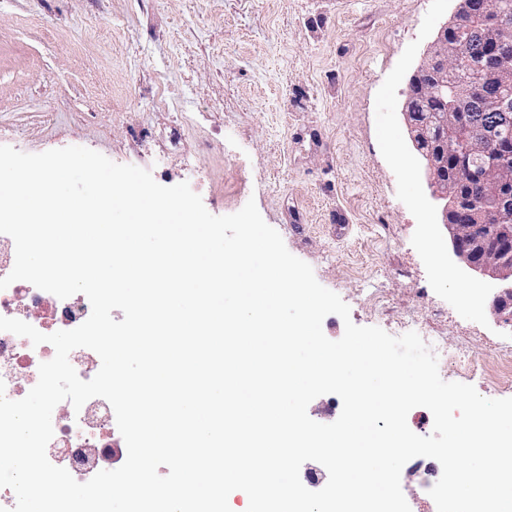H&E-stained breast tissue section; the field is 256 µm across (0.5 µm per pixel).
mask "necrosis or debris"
<instances>
[{
    "label": "necrosis or debris",
    "mask_w": 512,
    "mask_h": 512,
    "mask_svg": "<svg viewBox=\"0 0 512 512\" xmlns=\"http://www.w3.org/2000/svg\"><path fill=\"white\" fill-rule=\"evenodd\" d=\"M28 308L41 311L40 320L34 321L33 326L44 334L74 329L91 313L90 302L81 293L61 299L25 281L0 290V316L21 320ZM54 355L51 344L35 346L27 338L0 331V381L5 384L6 397L24 398L19 378L37 383L40 364ZM114 423L115 414L108 401L91 398L67 419H53V437L46 449L48 459L59 463L75 480H82L91 466L88 449L111 447Z\"/></svg>",
    "instance_id": "4bbe7bcc"
}]
</instances>
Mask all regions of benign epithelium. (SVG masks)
Here are the masks:
<instances>
[{
  "label": "benign epithelium",
  "instance_id": "obj_1",
  "mask_svg": "<svg viewBox=\"0 0 512 512\" xmlns=\"http://www.w3.org/2000/svg\"><path fill=\"white\" fill-rule=\"evenodd\" d=\"M453 19L439 31L423 63L409 80L404 117L409 139L425 162L429 187L445 201L442 223L456 255L491 276L512 279V164L486 160L491 145L512 154V66L488 68L473 63L474 74L460 69L474 45L512 50V24L505 0H458ZM439 101L431 120L421 119L415 90ZM466 156L467 178L499 206L484 224L455 220L459 183L448 177V142Z\"/></svg>",
  "mask_w": 512,
  "mask_h": 512
}]
</instances>
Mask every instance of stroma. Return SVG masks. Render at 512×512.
I'll return each mask as SVG.
<instances>
[{"label":"stroma","mask_w":512,"mask_h":512,"mask_svg":"<svg viewBox=\"0 0 512 512\" xmlns=\"http://www.w3.org/2000/svg\"><path fill=\"white\" fill-rule=\"evenodd\" d=\"M457 0H0V145L67 146L255 200L359 326L414 321L493 364L507 282L458 258L413 149L410 76ZM413 458L411 512H437Z\"/></svg>","instance_id":"35a3bbf8"}]
</instances>
